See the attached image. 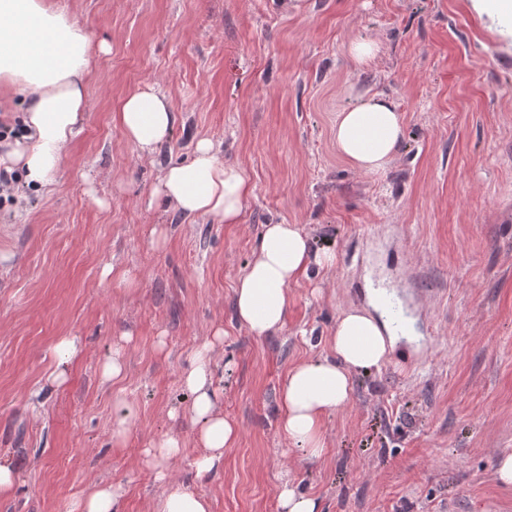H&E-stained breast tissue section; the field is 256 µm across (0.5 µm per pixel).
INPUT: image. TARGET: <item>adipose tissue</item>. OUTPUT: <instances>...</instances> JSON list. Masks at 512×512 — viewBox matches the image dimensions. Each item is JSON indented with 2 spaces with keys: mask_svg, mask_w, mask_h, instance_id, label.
<instances>
[{
  "mask_svg": "<svg viewBox=\"0 0 512 512\" xmlns=\"http://www.w3.org/2000/svg\"><path fill=\"white\" fill-rule=\"evenodd\" d=\"M469 7L488 30L512 47V0H469ZM106 43L93 39L55 0H0V97L13 89L28 90L22 127L0 167L18 172L36 189L50 187L63 151L73 138L86 106V77ZM126 138L152 154L172 132L176 116L167 99L148 87L125 97L112 114ZM403 135L396 103L380 93H360L339 113L335 139L340 153L367 172L385 169ZM168 209L186 217H207L219 224L240 223L252 187L242 169L218 158L216 144L198 139L189 161L167 165L154 188ZM332 255L312 257L310 239L295 224H267L259 245L234 291L238 322L251 335L280 331L291 302L289 287L307 275L311 264L331 265ZM224 338L193 353L182 384L191 395L189 412L199 422L195 441L198 476L224 460L225 448L237 439V426L225 417L213 385L212 351ZM330 354L292 366L279 390V429L309 456L325 450V418L346 406L353 395L352 375L379 367L394 347L386 322L365 310L351 309L337 320L328 339Z\"/></svg>",
  "mask_w": 512,
  "mask_h": 512,
  "instance_id": "adipose-tissue-1",
  "label": "adipose tissue"
}]
</instances>
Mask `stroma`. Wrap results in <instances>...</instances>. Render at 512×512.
Wrapping results in <instances>:
<instances>
[{"instance_id": "35a3bbf8", "label": "stroma", "mask_w": 512, "mask_h": 512, "mask_svg": "<svg viewBox=\"0 0 512 512\" xmlns=\"http://www.w3.org/2000/svg\"><path fill=\"white\" fill-rule=\"evenodd\" d=\"M59 2L109 51L54 185L22 184L0 203V463L16 474L0 512H71L105 482L122 487L121 512H153L163 486L143 451L171 434L186 448L170 480L211 512H280L288 478L322 512H512V486L496 478L512 452V48L466 0ZM355 39L380 46L369 68L348 54ZM147 85L176 114L151 156L112 121ZM365 89L404 117L397 154L372 174L334 136ZM201 137L253 188L240 223L188 218L153 194ZM266 224L300 225L335 260L291 285L282 331L256 337L234 288ZM413 287V337L354 374L323 455L288 444V369L328 355L344 311ZM218 328L213 381L239 438L200 478L181 375ZM67 335L84 353L52 385ZM117 346L125 376L102 382ZM120 397L136 416L116 446Z\"/></svg>"}]
</instances>
